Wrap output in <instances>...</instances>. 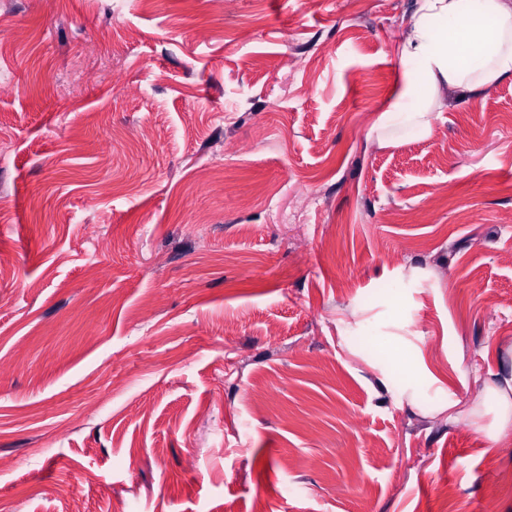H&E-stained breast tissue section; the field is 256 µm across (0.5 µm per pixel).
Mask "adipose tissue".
<instances>
[{
  "mask_svg": "<svg viewBox=\"0 0 512 512\" xmlns=\"http://www.w3.org/2000/svg\"><path fill=\"white\" fill-rule=\"evenodd\" d=\"M403 84L378 124L426 135L444 93L476 99L512 80V0H415Z\"/></svg>",
  "mask_w": 512,
  "mask_h": 512,
  "instance_id": "1",
  "label": "adipose tissue"
}]
</instances>
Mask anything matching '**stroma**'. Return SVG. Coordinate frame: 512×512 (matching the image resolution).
I'll return each mask as SVG.
<instances>
[{
    "mask_svg": "<svg viewBox=\"0 0 512 512\" xmlns=\"http://www.w3.org/2000/svg\"><path fill=\"white\" fill-rule=\"evenodd\" d=\"M413 5L0 0V512H512V83L379 144ZM486 401H488L494 409L495 419L493 426L484 428L475 424V427L478 431L484 432L489 439L496 440L500 433L509 428L512 429V402L506 395L498 393L493 388L488 389Z\"/></svg>",
    "mask_w": 512,
    "mask_h": 512,
    "instance_id": "1",
    "label": "stroma"
}]
</instances>
